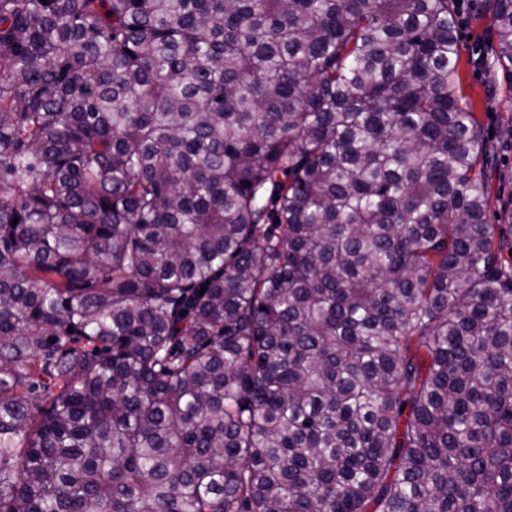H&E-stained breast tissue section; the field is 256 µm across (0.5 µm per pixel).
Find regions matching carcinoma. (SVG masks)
Listing matches in <instances>:
<instances>
[{
	"mask_svg": "<svg viewBox=\"0 0 512 512\" xmlns=\"http://www.w3.org/2000/svg\"><path fill=\"white\" fill-rule=\"evenodd\" d=\"M457 14L0 0V512H512Z\"/></svg>",
	"mask_w": 512,
	"mask_h": 512,
	"instance_id": "cac0c4a2",
	"label": "carcinoma"
}]
</instances>
